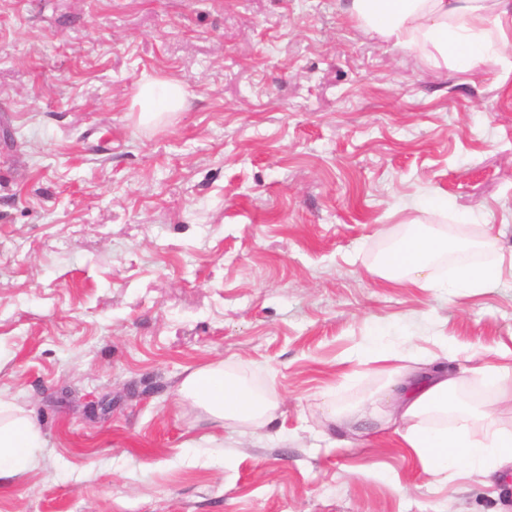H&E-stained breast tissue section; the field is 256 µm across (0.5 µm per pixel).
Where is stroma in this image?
Wrapping results in <instances>:
<instances>
[{"label":"stroma","instance_id":"stroma-1","mask_svg":"<svg viewBox=\"0 0 512 512\" xmlns=\"http://www.w3.org/2000/svg\"><path fill=\"white\" fill-rule=\"evenodd\" d=\"M345 0H0V399L46 439L0 512H512V472L425 475L357 353L512 349V271L480 294L387 285L412 225L512 254V48L460 70L346 20ZM186 84L143 123L140 81ZM437 192L447 213L418 208ZM223 363L268 426L180 402Z\"/></svg>","mask_w":512,"mask_h":512}]
</instances>
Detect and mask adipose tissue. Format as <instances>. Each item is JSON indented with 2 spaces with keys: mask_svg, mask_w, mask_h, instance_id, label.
Here are the masks:
<instances>
[{
  "mask_svg": "<svg viewBox=\"0 0 512 512\" xmlns=\"http://www.w3.org/2000/svg\"><path fill=\"white\" fill-rule=\"evenodd\" d=\"M347 17L366 31L397 46H431L441 60L474 69L483 66L494 49L490 35L498 33L501 45L511 40L512 0H352ZM189 91L179 81L149 78L141 81L133 98L141 121L156 120L162 113L183 110ZM489 248V239L473 241L448 234L446 229L409 230L381 257L378 271L387 283L449 293L483 292L502 274L501 262L475 266L456 264L449 275L436 272L438 259L473 247ZM362 357L378 364L391 378V402L385 414L364 409L346 415V426L375 418L402 424L399 448L434 475L466 467L474 475L489 476L512 465V431L497 428L493 410L471 411L459 396L460 376L444 365L426 361L414 368L405 365L404 354L384 344L381 330H373ZM182 399L201 407L221 422H246L261 427L273 420L275 403L256 393L243 381L229 376L223 364L190 371L179 384ZM452 417L443 427L426 426L429 417ZM483 422V440L471 437L474 422ZM42 431L35 422L6 402H0V491L10 489L25 473L35 470Z\"/></svg>",
  "mask_w": 512,
  "mask_h": 512,
  "instance_id": "adipose-tissue-1",
  "label": "adipose tissue"
}]
</instances>
